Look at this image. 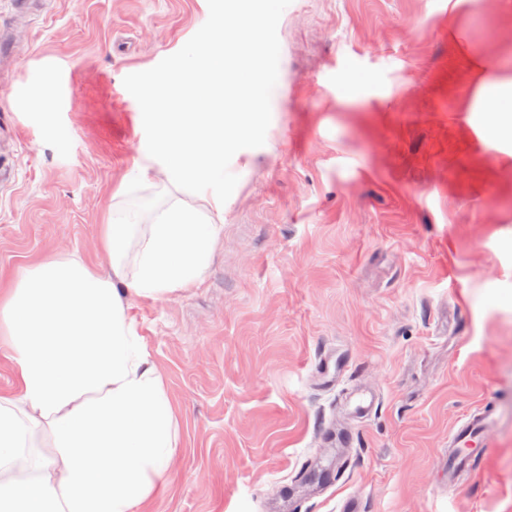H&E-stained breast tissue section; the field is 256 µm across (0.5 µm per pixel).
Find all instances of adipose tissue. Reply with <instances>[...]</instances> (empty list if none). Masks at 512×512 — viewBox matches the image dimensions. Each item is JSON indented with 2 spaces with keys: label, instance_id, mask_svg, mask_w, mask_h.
I'll return each instance as SVG.
<instances>
[{
  "label": "adipose tissue",
  "instance_id": "obj_1",
  "mask_svg": "<svg viewBox=\"0 0 512 512\" xmlns=\"http://www.w3.org/2000/svg\"><path fill=\"white\" fill-rule=\"evenodd\" d=\"M235 12L246 29L236 52L203 53L227 26L215 15L166 91L147 94L156 137L141 151L163 160L169 205L146 223L114 205L102 233L111 275L51 259L0 296L17 385L0 391V512H142L171 481L177 420L127 297L192 287L213 256L224 201L196 188L223 181L239 140L259 132L274 79L269 54L255 52L272 15L255 0H235ZM197 79L222 90L204 112L192 109ZM473 82L489 129L511 138L512 75L480 66Z\"/></svg>",
  "mask_w": 512,
  "mask_h": 512
}]
</instances>
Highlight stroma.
I'll return each mask as SVG.
<instances>
[{
  "mask_svg": "<svg viewBox=\"0 0 512 512\" xmlns=\"http://www.w3.org/2000/svg\"><path fill=\"white\" fill-rule=\"evenodd\" d=\"M226 0H0V289L33 264L110 271L101 226L163 206L145 90ZM265 27L277 69L248 169L200 185L228 203L200 281L132 298L178 417L174 478L151 512H512V140L470 62L512 68V0H290ZM344 359L321 383L325 355ZM380 397L321 493L306 490L343 388ZM488 399V461L447 489L448 434Z\"/></svg>",
  "mask_w": 512,
  "mask_h": 512,
  "instance_id": "1",
  "label": "stroma"
}]
</instances>
